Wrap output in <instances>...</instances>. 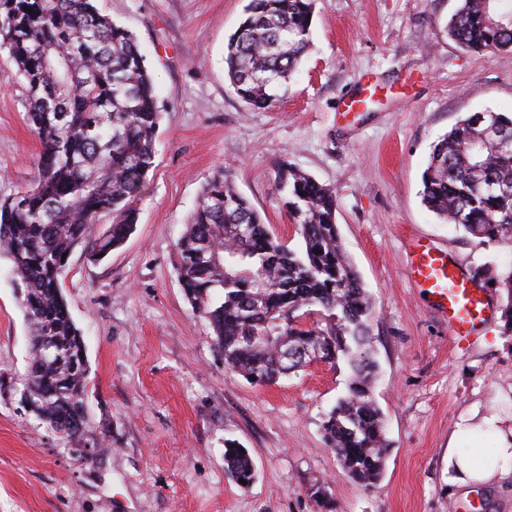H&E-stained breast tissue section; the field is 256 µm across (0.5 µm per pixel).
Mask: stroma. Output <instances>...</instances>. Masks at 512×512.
<instances>
[{"mask_svg": "<svg viewBox=\"0 0 512 512\" xmlns=\"http://www.w3.org/2000/svg\"><path fill=\"white\" fill-rule=\"evenodd\" d=\"M250 0H97L137 38L164 109L138 220L100 262L77 246L61 277L90 366L86 410L105 434L94 464L20 402L30 338L10 263L0 258V512H512V480L458 486L449 448L462 424L512 430V334L495 312L463 340L408 275L414 241L467 272L512 263L423 204L439 137L469 114L512 113V52L473 53L448 37L459 0H315L311 43L276 106L244 104L224 49ZM40 144L22 91L0 86V198L29 188ZM285 159L336 191L346 252L370 292L373 398L390 441L382 479L353 482L325 441L344 362L308 363L270 386L225 368L208 321L179 284L175 243L205 180L232 175L270 231L301 245L275 177ZM247 449L255 479L224 472V443Z\"/></svg>", "mask_w": 512, "mask_h": 512, "instance_id": "obj_1", "label": "stroma"}]
</instances>
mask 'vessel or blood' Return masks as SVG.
<instances>
[{
  "instance_id": "vessel-or-blood-1",
  "label": "vessel or blood",
  "mask_w": 512,
  "mask_h": 512,
  "mask_svg": "<svg viewBox=\"0 0 512 512\" xmlns=\"http://www.w3.org/2000/svg\"><path fill=\"white\" fill-rule=\"evenodd\" d=\"M409 273L447 320L450 335L464 338L491 317L493 309L486 289L451 262L446 252L428 244L418 245L410 256Z\"/></svg>"
}]
</instances>
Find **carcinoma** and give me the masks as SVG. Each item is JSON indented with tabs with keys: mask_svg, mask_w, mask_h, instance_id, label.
I'll return each mask as SVG.
<instances>
[{
	"mask_svg": "<svg viewBox=\"0 0 512 512\" xmlns=\"http://www.w3.org/2000/svg\"><path fill=\"white\" fill-rule=\"evenodd\" d=\"M312 16L313 0H250L224 51L225 79L241 101L266 108L278 99L309 48ZM448 36L465 51L512 52V0H460ZM0 51L15 66L8 79L22 87L41 144L33 185L0 198V257L11 263L31 339L24 387L52 430L99 449L103 440L78 406L89 361L60 286L68 265L62 256L102 215L112 216V225L91 241L92 260L106 258L131 233L155 159L158 96L137 39L94 0H0ZM490 128L512 133V115H468L434 144L422 200L467 234L512 243V145ZM275 173L301 248L272 234L219 168L177 242L179 283L208 320L224 364L248 381L267 385L298 372L310 357L289 361L286 353L306 348L350 366L324 436L348 476L372 487L388 453L385 419L371 397L373 305L342 247L335 190L285 160ZM474 275L506 293L503 318L512 332V264ZM308 314L318 319L304 325ZM48 341L58 348L52 358L44 355ZM224 471L237 484L255 475L250 455L229 440Z\"/></svg>",
	"mask_w": 512,
	"mask_h": 512,
	"instance_id": "1",
	"label": "carcinoma"
}]
</instances>
